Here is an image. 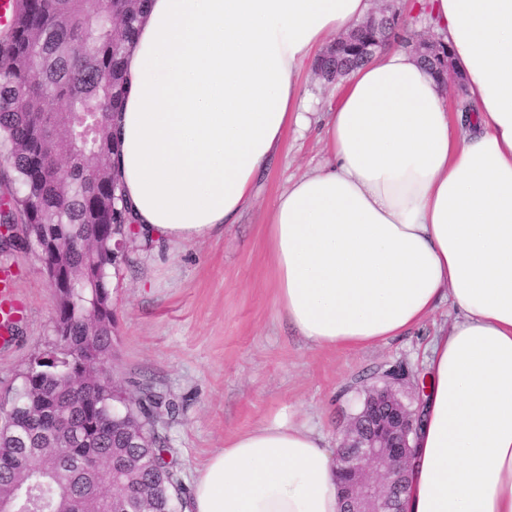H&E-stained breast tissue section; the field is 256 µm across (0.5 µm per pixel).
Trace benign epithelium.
<instances>
[{"mask_svg":"<svg viewBox=\"0 0 512 512\" xmlns=\"http://www.w3.org/2000/svg\"><path fill=\"white\" fill-rule=\"evenodd\" d=\"M372 2L366 19L338 34L319 63L327 62L341 47L353 61H364L394 40L401 25L395 0ZM413 53L423 63L442 60L443 86H461L462 77L455 71L442 38L421 32ZM414 421V412L393 387L371 388L364 415L359 422L347 425L336 453L341 512H402Z\"/></svg>","mask_w":512,"mask_h":512,"instance_id":"1","label":"benign epithelium"}]
</instances>
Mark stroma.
I'll return each mask as SVG.
<instances>
[{
	"label": "stroma",
	"mask_w": 512,
	"mask_h": 512,
	"mask_svg": "<svg viewBox=\"0 0 512 512\" xmlns=\"http://www.w3.org/2000/svg\"><path fill=\"white\" fill-rule=\"evenodd\" d=\"M323 145L315 131L287 135L257 181L239 223L206 240L161 254L131 243L112 271V372L129 392L151 385L175 405L162 421L176 451L182 482L179 512H189L193 478L225 438L285 411L318 426L337 446L368 386H383L401 365L405 403L420 392L423 352L448 325L440 307L407 334L357 349L313 348L275 314L268 272L266 216L290 180L316 166ZM17 273L26 307L14 338L0 343V399L11 397L29 356L51 340L56 294L36 247L0 255Z\"/></svg>",
	"instance_id": "stroma-1"
}]
</instances>
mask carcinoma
<instances>
[{
  "mask_svg": "<svg viewBox=\"0 0 512 512\" xmlns=\"http://www.w3.org/2000/svg\"><path fill=\"white\" fill-rule=\"evenodd\" d=\"M146 0H13L0 31V251L59 242L43 261L81 267L57 310L55 338L0 406V491L32 487L45 512H175L181 480L151 385L115 392L110 270L123 258L126 210L112 206L111 116L124 93L123 56ZM25 225V237L14 234ZM90 456L94 474L65 470Z\"/></svg>",
  "mask_w": 512,
  "mask_h": 512,
  "instance_id": "1",
  "label": "carcinoma"
}]
</instances>
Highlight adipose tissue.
I'll return each instance as SVG.
<instances>
[{
    "label": "adipose tissue",
    "instance_id": "adipose-tissue-1",
    "mask_svg": "<svg viewBox=\"0 0 512 512\" xmlns=\"http://www.w3.org/2000/svg\"><path fill=\"white\" fill-rule=\"evenodd\" d=\"M371 0H149L124 56L115 173L143 245L238 223L288 131L325 160L267 223L277 316L313 347L403 335L435 309L404 512H512V0H408L466 112L393 44L315 113L299 82ZM192 512H340L336 455L280 413L226 438ZM413 53L425 65H427L425 63L427 60L434 61L436 58L441 59L443 61V66L441 67L443 75L442 84L445 90L447 91L448 86L460 88L462 77L455 71L447 46L441 36L435 37L428 32H420V38L413 49Z\"/></svg>",
    "mask_w": 512,
    "mask_h": 512
}]
</instances>
